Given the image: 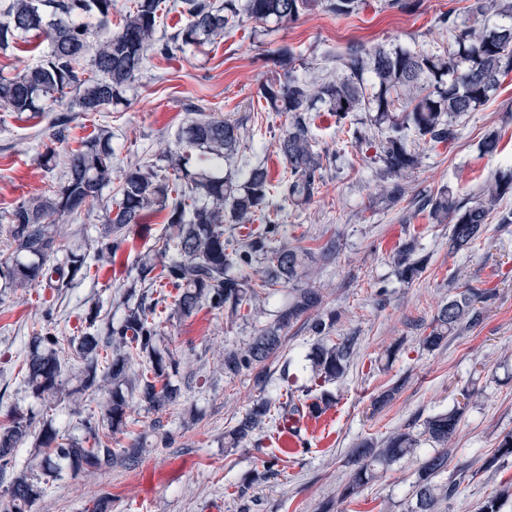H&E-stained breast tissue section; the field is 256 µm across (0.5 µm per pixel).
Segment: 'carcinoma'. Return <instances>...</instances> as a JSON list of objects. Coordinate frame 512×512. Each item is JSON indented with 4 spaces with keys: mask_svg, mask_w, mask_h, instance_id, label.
Returning a JSON list of instances; mask_svg holds the SVG:
<instances>
[{
    "mask_svg": "<svg viewBox=\"0 0 512 512\" xmlns=\"http://www.w3.org/2000/svg\"><path fill=\"white\" fill-rule=\"evenodd\" d=\"M165 0H129L119 11L112 29L115 0H9L0 14V53L19 48L22 36L44 38L48 51L37 62L13 76L0 75V107L8 112H100L123 98L140 75L148 53L170 61L190 46L211 45L224 39L241 16L266 21L295 20L316 0H181L186 22L168 36L158 35L160 11ZM322 8L338 17L356 14L364 0H321ZM471 25L452 28L453 49L443 53L403 47L356 45L340 57L343 72L321 81L297 74L295 53L283 45L274 51L284 80L263 83L259 100L270 112L287 116L274 138L275 153L283 169L277 183L267 167L247 155L241 146L237 120L205 113L194 103L197 118L178 130L157 162L136 164L125 171L106 200L104 224L95 238L93 253L70 251L61 262L55 258V227L60 220L79 213L102 199L112 185V133L98 127L69 151L65 179L47 193L34 195L4 215L6 237L14 245L9 260L0 263V280L7 288H69L84 279L94 263L115 264L130 226L142 224L151 214L164 213L165 232L152 248L138 257L136 275L124 293L122 318L114 322L95 306L86 314L83 335L66 338L45 330L30 337L23 363V384L49 404L65 399L72 412L81 414L79 396L112 383V399L101 411L111 428L126 426V398L122 384L130 386L151 407L174 401L177 392L170 376L179 361L162 345L157 308L172 300L179 317L187 319L206 307L233 315L247 309L257 313V303L284 284L311 278L308 250L286 246L279 240L282 213L289 205H308L322 185L325 166L338 154L316 149L313 110L326 106L336 126H344L353 112H372L381 131L376 141L357 130L351 144L358 151L375 149L381 164V194L396 197L420 165L418 144L449 143L458 136L457 120L482 106L512 72V0H473ZM512 196V169L500 172L480 191L464 199L448 190L424 201L429 218L451 225L448 251L470 248L488 220L512 224V211L498 213L501 201ZM417 237L406 241L394 263L397 274L410 282L424 268L412 259ZM261 269L255 279L250 270ZM490 290L465 285L443 304L429 332L420 337L429 350L438 348L457 331L479 319L477 304ZM321 289L308 282L291 293L275 323L260 330L242 350L224 356V371L238 374L265 363L282 346L281 333L319 308ZM321 343L308 355V384L288 386L283 368L275 394L264 395L239 421L235 436L246 439L257 429L269 436L288 430V413L299 411L296 401L312 400L320 406L329 392L325 387L341 378L356 351L357 337H328L330 325L318 319L313 325ZM80 359L77 385L63 380L66 350ZM463 414L457 405L423 421L419 432L399 431L378 443L365 439L347 460L348 484L339 501L354 497L383 468L415 454L421 442L434 453L420 461L408 512H439L467 479L487 471L502 458L512 456V434L479 470L472 461L457 465L448 474V441ZM0 429V483L6 484L5 512H32L37 495L31 475L16 469L13 454L18 443L34 438V451L42 456L45 481L55 480L68 463L75 472L91 473L114 462L112 435L100 429L94 417L84 419L81 438L60 433L49 423L31 416H8ZM512 497L505 483L488 495L479 512H500L502 500Z\"/></svg>",
    "mask_w": 512,
    "mask_h": 512,
    "instance_id": "obj_1",
    "label": "carcinoma"
}]
</instances>
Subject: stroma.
<instances>
[{
  "label": "stroma",
  "mask_w": 512,
  "mask_h": 512,
  "mask_svg": "<svg viewBox=\"0 0 512 512\" xmlns=\"http://www.w3.org/2000/svg\"><path fill=\"white\" fill-rule=\"evenodd\" d=\"M380 2L367 0L357 14L343 18L316 7L293 21L249 20L221 43L175 61L149 56L122 103L97 114L71 113L60 142L52 137L55 112H0V216L63 178L61 163L50 169L40 165L38 155L45 149H54L61 159L96 126H108L119 174L135 162L154 161L161 137H175L193 119L187 105L197 100L207 113L246 117L242 132L247 153L278 177L282 164L271 142L285 117L257 102L260 85L283 75L273 60L274 49L293 48L299 75L317 79L339 73L340 54L356 44L442 52L451 43V24L467 20L470 4L408 0L409 9L384 10ZM441 15L447 16V26L437 25ZM458 129L459 137L451 143L421 145L420 167L404 194L390 198L377 189L376 164L346 147L330 117L317 119L319 149L343 151L347 161L326 167L323 185L309 206L288 209L279 237L284 244L316 253L334 249L330 260L313 264L314 283L324 295L319 312L334 316L332 337L354 336L358 345L344 377L328 387L334 404L320 429L312 433L309 447L296 449L284 473H266L278 454L277 441L256 433L232 444L238 420L261 393L255 371L224 372L225 352L246 348L287 304L283 290L249 320L206 309L180 319L171 308H161V332L179 361V372L171 378L178 397L155 410L127 394V427L113 436L115 451L137 440L144 453L134 462L75 476L66 472L48 483L32 458L31 442H24L16 462L29 468L41 487L35 512H83L99 498L106 512H323L335 506L342 512H406L419 459L430 453V445H422L417 457L380 470L354 498L341 503L337 497L349 480L350 450L363 439L380 438L447 411L466 391L473 400L448 442L451 460L491 456L502 436L512 432V224H487L469 251L452 255L447 225L431 223L421 203L444 189L467 197L512 167V75L484 106L461 117ZM490 132L500 137V151L491 157L479 149ZM101 222L98 205L64 219L57 236L59 255L86 246L82 228ZM150 225L147 232L133 227L115 265L92 269L73 287L0 292V426L15 410L81 436L80 418L69 403L46 407L25 388L22 357L35 330L50 325L58 335H80L81 319L93 305L120 316L132 264L164 231L160 217H152ZM413 231L419 235L417 253L427 264L406 283L396 275L393 256ZM466 284L491 292L481 305V321L435 350L420 348L418 338L440 306ZM316 342L309 326L289 328L281 349L263 365L271 384H278L284 372L296 385L306 384L301 361ZM394 385L400 388L396 398L382 411H373V398ZM511 482L509 457L464 482L447 512H477L486 496Z\"/></svg>",
  "instance_id": "35a3bbf8"
}]
</instances>
